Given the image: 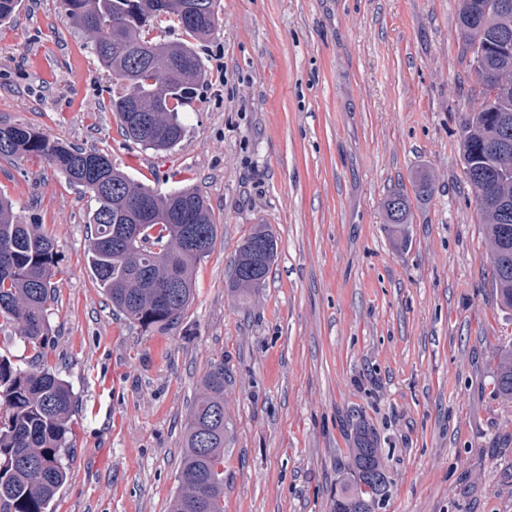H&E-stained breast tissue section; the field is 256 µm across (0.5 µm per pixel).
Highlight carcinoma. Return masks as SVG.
<instances>
[{"label":"carcinoma","instance_id":"1","mask_svg":"<svg viewBox=\"0 0 512 512\" xmlns=\"http://www.w3.org/2000/svg\"><path fill=\"white\" fill-rule=\"evenodd\" d=\"M206 6L193 22L189 6ZM148 0H63L66 18L86 33L90 49L112 75V111L121 134L153 151H168L184 137L177 106L188 99L178 75L150 71L134 55L189 58L195 63L196 90L205 70L193 45L153 44L147 27L177 22L195 40L209 38L218 25L216 0H164L157 14L145 10ZM490 0H461L458 24L472 34L466 46L487 53L489 73L512 84V56L488 45L512 41V13L495 11ZM149 109L151 129L144 132L131 106ZM463 151L476 166L464 172L485 220L493 285L500 303L512 309V222L485 198L497 179L498 159L485 150L488 142H512V97L498 100L493 112H469L462 122ZM0 157L43 158L96 203L90 212L91 237L86 265L97 286L125 320L142 328L179 323L195 292L193 271L212 251L216 221L204 196L194 187L158 192L130 178L108 155L61 139H52L23 124L0 126ZM388 223H408L410 207L402 194L384 202ZM278 251L269 227L257 224L238 245L232 260L231 285L242 294L266 287ZM54 244L42 224H24L12 202L0 196V332L13 329L27 347L42 348L50 331L55 302ZM494 389L512 402V344L498 349ZM75 394L48 370L23 369L0 355V512H48L68 478L66 440ZM350 476L336 490L334 512H374L390 486L387 461L368 429L359 427L358 447L349 449ZM224 360L211 363L194 401L186 430L179 475L181 492L170 512H224Z\"/></svg>","mask_w":512,"mask_h":512}]
</instances>
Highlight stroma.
I'll list each match as a JSON object with an SVG mask.
<instances>
[{
  "label": "stroma",
  "instance_id": "stroma-1",
  "mask_svg": "<svg viewBox=\"0 0 512 512\" xmlns=\"http://www.w3.org/2000/svg\"><path fill=\"white\" fill-rule=\"evenodd\" d=\"M205 79L157 154L119 132L112 79L62 0L0 27V123L99 150L160 192L192 185L217 224L175 326L115 312L84 263L94 206L50 166L0 158V193L54 241L52 333L35 364L76 396L52 512H169L187 418L223 360L224 512H334L356 424L388 462L375 512H512V342L472 187L462 116L479 106L460 0H217ZM410 206L404 229L383 208ZM257 224L265 288L230 286ZM388 224L401 227L408 224L410 207L407 198L402 194L390 195L384 202ZM494 389L507 402H512V344L498 349Z\"/></svg>",
  "mask_w": 512,
  "mask_h": 512
}]
</instances>
